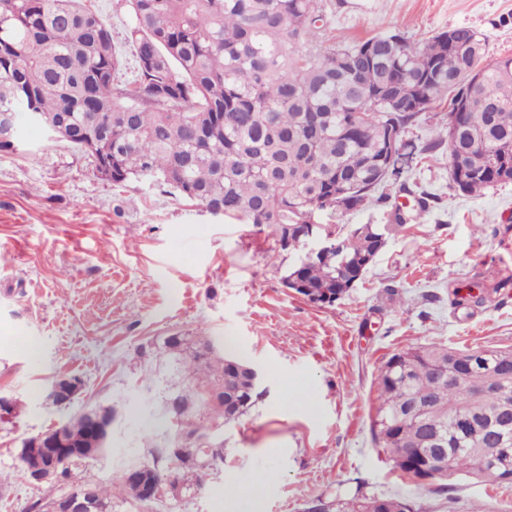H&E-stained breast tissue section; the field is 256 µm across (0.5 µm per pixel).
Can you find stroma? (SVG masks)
<instances>
[{
  "mask_svg": "<svg viewBox=\"0 0 512 512\" xmlns=\"http://www.w3.org/2000/svg\"><path fill=\"white\" fill-rule=\"evenodd\" d=\"M123 54L126 0H90ZM336 36L398 29L418 43L467 26L489 58L512 56V0H322ZM22 152H0V396L17 415L0 422V512L37 494L21 472V438L85 407L118 417L107 453L87 479L110 483L126 463L150 462L165 396L184 377L155 349L160 337L204 336L258 365L266 391L220 431L224 462L172 512H239L234 487L267 475L261 512H309L316 501L409 495L426 512H512V487L458 478L445 495L393 471L374 443L373 384L409 344L512 347V183L473 198L455 190L448 152L413 159L408 191L393 192L409 222L350 294L320 307L285 288L295 253L275 249L273 227L216 217L145 180L113 185L69 143L22 128ZM434 199L419 213L417 194ZM475 282L487 301L458 308L453 292ZM83 389L70 405L46 402L54 377Z\"/></svg>",
  "mask_w": 512,
  "mask_h": 512,
  "instance_id": "stroma-1",
  "label": "stroma"
}]
</instances>
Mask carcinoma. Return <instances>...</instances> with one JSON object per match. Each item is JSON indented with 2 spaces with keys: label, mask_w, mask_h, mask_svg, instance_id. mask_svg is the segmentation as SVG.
<instances>
[{
  "label": "carcinoma",
  "mask_w": 512,
  "mask_h": 512,
  "mask_svg": "<svg viewBox=\"0 0 512 512\" xmlns=\"http://www.w3.org/2000/svg\"><path fill=\"white\" fill-rule=\"evenodd\" d=\"M127 2L135 75L116 85L121 52L86 0H0V113L34 114L52 133L62 130L60 139L114 185L147 179L226 216L273 226L278 246L285 234L298 246L305 227L319 225L320 234L336 236V251L300 256L283 277L298 275L294 291L312 303L343 299L346 269L407 223L396 209L386 224L347 231L322 218L384 204L391 185L406 189L415 147L403 136L434 104L466 101L484 110L454 135L440 128L421 149L447 146L453 187L478 197L512 182V56L486 64V40L470 27L422 46L396 31L326 45L321 0ZM361 112L379 118L361 123ZM391 134L401 151L383 160ZM162 348L176 358L189 353L172 447L206 439L207 456L223 463L224 440L213 439L208 422H235L262 398L248 364L205 339L165 337ZM437 368L451 380L435 381ZM375 383L371 434L394 470L438 494L456 477L512 487V411L502 405V395L512 394L511 347L409 344L388 357ZM92 415L85 409L63 423L61 478L43 482L46 493L25 512H48L67 485L90 490L92 512H112L114 489L151 508L144 480L184 495L203 487L200 454L172 455L154 441L146 444L153 464L144 480L124 472L109 485L85 479L92 453L108 450V438L91 431ZM490 448L502 466L488 464ZM333 509L423 512L402 495L312 506Z\"/></svg>",
  "instance_id": "obj_1"
}]
</instances>
